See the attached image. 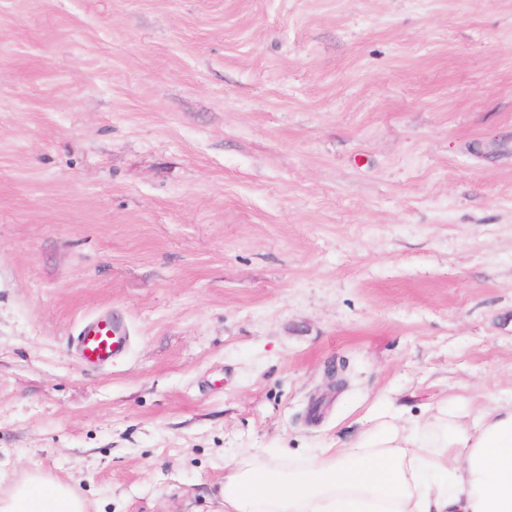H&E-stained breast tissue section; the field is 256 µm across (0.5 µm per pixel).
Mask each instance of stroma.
<instances>
[{"mask_svg":"<svg viewBox=\"0 0 512 512\" xmlns=\"http://www.w3.org/2000/svg\"><path fill=\"white\" fill-rule=\"evenodd\" d=\"M510 392L512 0H0L1 489L214 512ZM129 338L122 324L109 314L88 321L76 337V350L90 365H104L126 352Z\"/></svg>","mask_w":512,"mask_h":512,"instance_id":"1","label":"stroma"}]
</instances>
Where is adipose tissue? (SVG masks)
I'll return each instance as SVG.
<instances>
[{
    "mask_svg": "<svg viewBox=\"0 0 512 512\" xmlns=\"http://www.w3.org/2000/svg\"><path fill=\"white\" fill-rule=\"evenodd\" d=\"M218 512H512V396L476 417L440 407L387 416L337 447L290 460L252 448L224 460ZM0 512H87L69 484L31 472Z\"/></svg>",
    "mask_w": 512,
    "mask_h": 512,
    "instance_id": "adipose-tissue-1",
    "label": "adipose tissue"
}]
</instances>
